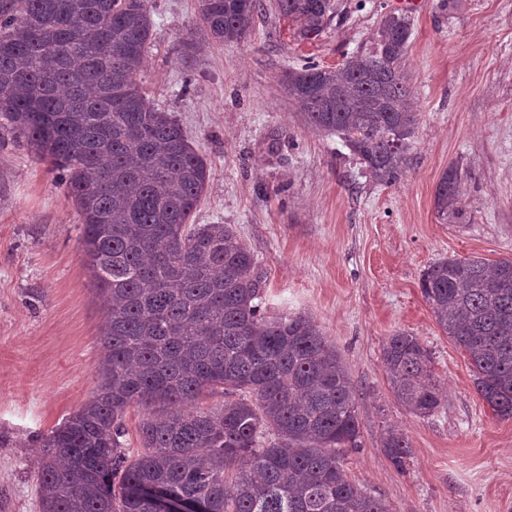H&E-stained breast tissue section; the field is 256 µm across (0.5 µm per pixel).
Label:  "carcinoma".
Wrapping results in <instances>:
<instances>
[{
  "mask_svg": "<svg viewBox=\"0 0 512 512\" xmlns=\"http://www.w3.org/2000/svg\"><path fill=\"white\" fill-rule=\"evenodd\" d=\"M312 39L343 18L338 0H274ZM261 0H200L186 56L249 35ZM412 23L389 13L366 51L338 69L283 74L306 122L340 136L372 178L396 182L417 112L404 61ZM153 37L149 0H0V116L61 179L82 217L81 244L106 299L98 384L46 438L42 512H158L147 487L205 512H390L343 469L361 447L356 393L336 347L308 314H271L254 254L230 224H195L206 161L137 81ZM449 167L434 204L462 215ZM436 323L465 354L493 415L512 419V258H442L420 278ZM389 388L411 414L442 404L420 340L383 346ZM224 396L201 408L203 396ZM143 410V452L123 419ZM398 469L407 438L388 428ZM141 416L142 413L140 407L134 406L127 411L124 419L127 435L122 440L125 448H130V451L134 454L141 450L138 434V426Z\"/></svg>",
  "mask_w": 512,
  "mask_h": 512,
  "instance_id": "carcinoma-1",
  "label": "carcinoma"
}]
</instances>
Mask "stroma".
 Returning <instances> with one entry per match:
<instances>
[{
	"instance_id": "obj_1",
	"label": "stroma",
	"mask_w": 512,
	"mask_h": 512,
	"mask_svg": "<svg viewBox=\"0 0 512 512\" xmlns=\"http://www.w3.org/2000/svg\"><path fill=\"white\" fill-rule=\"evenodd\" d=\"M342 2L346 16L316 38L268 9L244 41L187 59L178 42L199 0H151L141 86L210 167L195 222L233 225L267 308L311 314L344 360L362 443L343 462L348 479L392 512H512V419L477 395L419 288L436 260L512 257V0ZM391 12L412 18L419 119L408 168L387 185L303 120L281 78L361 53ZM452 165L463 214L444 221L434 195ZM80 235L57 172L0 118V512H42L43 439L97 385L104 308ZM397 331L432 355L445 402L431 416L408 414L388 387L382 349ZM390 425L411 446L401 471L381 449Z\"/></svg>"
}]
</instances>
